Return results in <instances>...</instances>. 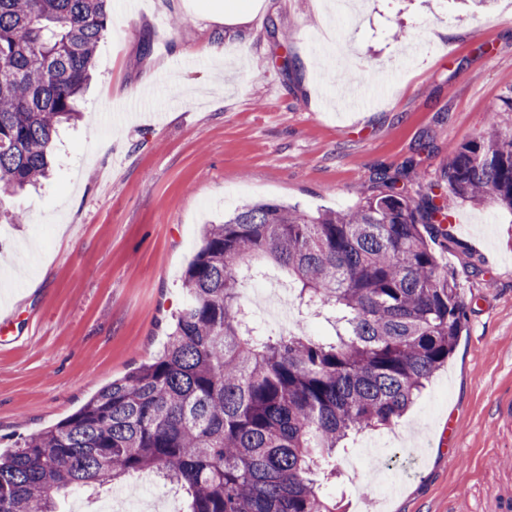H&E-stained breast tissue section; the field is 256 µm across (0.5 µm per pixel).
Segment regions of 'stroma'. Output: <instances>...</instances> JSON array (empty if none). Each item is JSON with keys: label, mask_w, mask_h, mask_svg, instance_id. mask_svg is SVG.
<instances>
[{"label": "stroma", "mask_w": 512, "mask_h": 512, "mask_svg": "<svg viewBox=\"0 0 512 512\" xmlns=\"http://www.w3.org/2000/svg\"><path fill=\"white\" fill-rule=\"evenodd\" d=\"M210 3L112 0L52 176L17 197L19 224L0 222V322L34 331L0 341V448L161 350L204 224L259 200L346 211L378 192L381 169L419 197L512 92V0L477 14L463 0H354L322 15L321 0H265L229 28ZM447 205L457 226L441 258L466 329L401 419L339 453L328 491L346 512H495L512 498V420L496 412L512 399V210ZM270 273L242 296L273 330V307L298 304Z\"/></svg>", "instance_id": "1"}]
</instances>
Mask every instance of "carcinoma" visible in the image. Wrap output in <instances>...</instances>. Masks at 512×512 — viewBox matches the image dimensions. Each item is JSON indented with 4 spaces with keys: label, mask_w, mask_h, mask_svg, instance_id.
Segmentation results:
<instances>
[{
    "label": "carcinoma",
    "mask_w": 512,
    "mask_h": 512,
    "mask_svg": "<svg viewBox=\"0 0 512 512\" xmlns=\"http://www.w3.org/2000/svg\"><path fill=\"white\" fill-rule=\"evenodd\" d=\"M110 2L0 0V213L20 218L12 199L50 175ZM502 112L512 94L417 199L381 170L383 190L349 212L246 203L207 225L161 354L1 453L0 512H58L74 489L154 469L185 491L184 512H337L324 483L343 441L400 418L463 335L466 303L436 247H448L449 192L512 210ZM269 263L332 335L255 323L240 283Z\"/></svg>",
    "instance_id": "1"
}]
</instances>
